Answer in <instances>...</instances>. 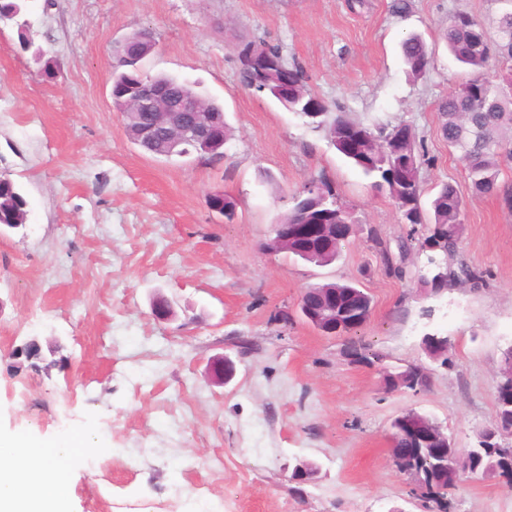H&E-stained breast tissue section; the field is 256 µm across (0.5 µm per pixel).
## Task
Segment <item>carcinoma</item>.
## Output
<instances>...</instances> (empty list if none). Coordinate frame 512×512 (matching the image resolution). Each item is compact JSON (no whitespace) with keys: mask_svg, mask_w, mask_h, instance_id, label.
<instances>
[{"mask_svg":"<svg viewBox=\"0 0 512 512\" xmlns=\"http://www.w3.org/2000/svg\"><path fill=\"white\" fill-rule=\"evenodd\" d=\"M0 19L17 25L19 43H26L27 22L21 20L18 0H0ZM448 49L455 60L469 70L471 78L450 92L440 104L444 117L443 136L448 146L460 152L465 162L471 191L476 195L500 193L499 175L501 158L512 159V75L495 84L483 76L482 71L491 56L505 55L512 59V9L505 11L497 21L496 35L491 38L484 27L467 13H457L448 22L445 33ZM401 52L409 75L418 78L431 65V54L421 37L411 35L401 44ZM151 54L150 48L131 34L115 49L112 71V102L115 107L127 108V132L132 134L150 124L151 117L136 111L134 103L139 82L153 78L200 103L205 112H221L223 106L216 100L196 90L195 85L175 76L158 74L150 76L143 68L144 60ZM236 57L243 85L257 95H269L284 100L288 110L298 114L313 130H324L336 149L351 164L361 170L370 186L384 192L392 199L402 219L412 225H430L429 234L420 239L410 234L401 241L398 255L381 249L388 273L402 280L409 275L407 260L420 251L423 244L438 264L447 263L453 257L462 230L463 199L456 185L442 183L430 199L424 203V188L420 180L421 154L415 130L408 124L378 127L365 126L368 139L361 145L348 142L349 130L354 122L340 114H331L327 103L316 97L308 87L303 69L289 63L282 48L261 38L245 39L236 45ZM288 71L291 81L281 86V73ZM319 194L303 190L292 196L293 205L280 218L282 224H334L336 221L352 223L349 212L340 205L332 187L324 182ZM27 201L12 180L0 179V225L26 221ZM448 286L457 283H479L480 272L467 266L459 270L447 268ZM325 288L328 297L336 305V314L356 298L371 304V297L357 283L333 281L316 284ZM346 355L355 363H371L381 360L377 353L355 341L345 348ZM391 376L397 378L395 386L414 390L412 383L420 380L428 387V376L419 375L417 367H397ZM471 466L469 473L483 474L502 467L498 458L481 448L467 449ZM429 482L418 483L413 475L408 478L434 500L445 496L460 480L458 470H439L425 463Z\"/></svg>","mask_w":512,"mask_h":512,"instance_id":"carcinoma-1","label":"carcinoma"}]
</instances>
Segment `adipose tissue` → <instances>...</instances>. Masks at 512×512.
<instances>
[{"label": "adipose tissue", "instance_id": "1", "mask_svg": "<svg viewBox=\"0 0 512 512\" xmlns=\"http://www.w3.org/2000/svg\"><path fill=\"white\" fill-rule=\"evenodd\" d=\"M100 446L82 428L49 438L0 433V512H67L71 465Z\"/></svg>", "mask_w": 512, "mask_h": 512}]
</instances>
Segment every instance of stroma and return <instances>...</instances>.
<instances>
[{
  "label": "stroma",
  "instance_id": "obj_1",
  "mask_svg": "<svg viewBox=\"0 0 512 512\" xmlns=\"http://www.w3.org/2000/svg\"><path fill=\"white\" fill-rule=\"evenodd\" d=\"M26 0L32 41L0 23V175L28 221L0 231V431L81 427L104 441L72 471L70 512H431L391 460L390 424L407 410L440 422L458 448L496 418L512 347V213L471 193L448 149L441 101L465 79L444 37L466 12L494 33L503 0ZM149 30L148 74L197 83L223 104L221 159L154 156L112 104L113 49ZM421 35L432 58L409 78L400 54ZM261 36L300 63L334 112L367 126L411 124L425 148L426 194L460 189L456 258L482 284L430 292L389 275L380 246L411 232L393 201L277 101L240 79L234 51ZM53 76H45L44 66ZM328 181L357 232L335 263L271 255V226L310 180ZM239 202L233 222L209 195ZM356 280L372 314L353 337L382 364L350 362L340 338L300 316L307 286ZM174 315L157 320L156 297ZM448 337V364L423 336ZM37 341L30 362L14 351ZM235 365L224 384L212 361ZM429 370L426 390L391 392L381 368ZM302 462L314 472L293 471ZM450 512H512V481L463 478Z\"/></svg>",
  "mask_w": 512,
  "mask_h": 512
}]
</instances>
